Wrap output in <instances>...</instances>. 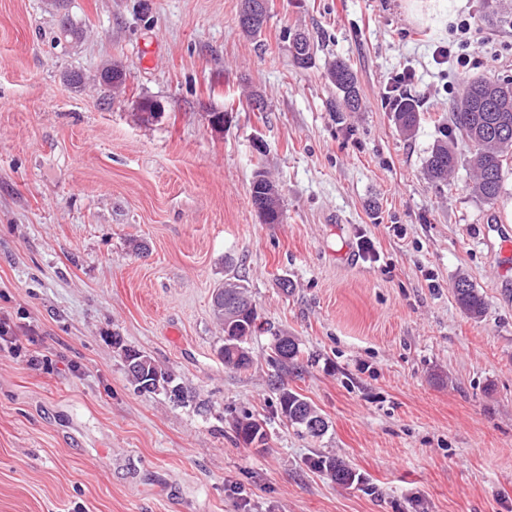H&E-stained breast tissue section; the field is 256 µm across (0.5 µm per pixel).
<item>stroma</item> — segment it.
Here are the masks:
<instances>
[{
    "label": "stroma",
    "mask_w": 512,
    "mask_h": 512,
    "mask_svg": "<svg viewBox=\"0 0 512 512\" xmlns=\"http://www.w3.org/2000/svg\"><path fill=\"white\" fill-rule=\"evenodd\" d=\"M241 3L0 0V317L14 338L0 350V512H512V298L483 236L489 220L512 225V178L495 204L475 197L454 129L448 183L423 172L469 79L441 71L435 42L469 20L470 53L500 56L478 74L512 79V9L432 0L417 22L407 0H269L252 38ZM64 16L77 36L61 35ZM295 29L316 51L305 70ZM337 58L360 111L331 106ZM110 59L126 72L117 95L100 80ZM406 69L422 111L411 137L384 96ZM141 99L157 120L137 119ZM260 169L281 223L251 203ZM231 267L264 324L240 372L212 313ZM462 276L482 318L456 303ZM278 330L301 349L284 383L325 418L322 436L277 410ZM129 349L183 399L137 391ZM247 413L265 445L238 441ZM320 455L358 483L309 468ZM289 48L294 63L303 69H307L312 65L314 58V46L311 44L309 38L304 32L296 31L293 34L288 33ZM297 45L301 46V57L295 55L294 50Z\"/></svg>",
    "instance_id": "35a3bbf8"
}]
</instances>
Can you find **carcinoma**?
<instances>
[{
  "mask_svg": "<svg viewBox=\"0 0 512 512\" xmlns=\"http://www.w3.org/2000/svg\"><path fill=\"white\" fill-rule=\"evenodd\" d=\"M255 0H244L239 15V26L248 36L260 35L266 23L267 10L257 13L251 10ZM289 48L301 47V55H292L294 63L303 69L312 65L314 46L307 35L301 31L288 34ZM101 76L114 87L125 82L123 66L114 62L103 67ZM327 78L336 87L338 97L336 110L357 112L361 108L360 87L356 74L350 65L341 60L329 63ZM512 95V80H492L483 76L471 78L465 85L462 96L455 104L449 117L450 123L442 124L439 132L442 139L431 148L424 166L427 179L434 182H446L455 170L457 156L448 145V125H453L466 137L474 147L471 164L474 179L470 186L472 193L488 204L495 203L504 190L509 174V158L512 157V98L500 96V93ZM394 120L401 133L411 136L419 127L422 116L420 102L415 97L404 94L392 106ZM137 115L143 122L158 118V106L143 99L137 102ZM252 205L263 223L279 224L282 222V198L278 186L264 172H256L250 188ZM459 306L472 318L482 317L486 303L482 295L469 280L462 277L454 287ZM213 316L224 330V344L219 355L224 367L230 370L248 368L253 358L248 347V340L261 329L257 325L256 306L248 295L247 286L242 280L231 277L218 288L213 299ZM273 362L280 368L294 365L300 350L292 336L276 333L272 336ZM133 358L132 367L128 368L130 381L138 388L156 389V380L170 382L171 377L160 368L147 354L139 350L127 351ZM277 405L281 416L288 425L305 430L312 436H321L326 432L327 423L317 409L300 394L276 387ZM237 439L246 445L265 444L267 433L264 420L253 415H245L235 422ZM312 466L324 470L330 478L341 485L354 482L353 470L344 462L331 459H318Z\"/></svg>",
  "mask_w": 512,
  "mask_h": 512,
  "instance_id": "cac0c4a2",
  "label": "carcinoma"
}]
</instances>
